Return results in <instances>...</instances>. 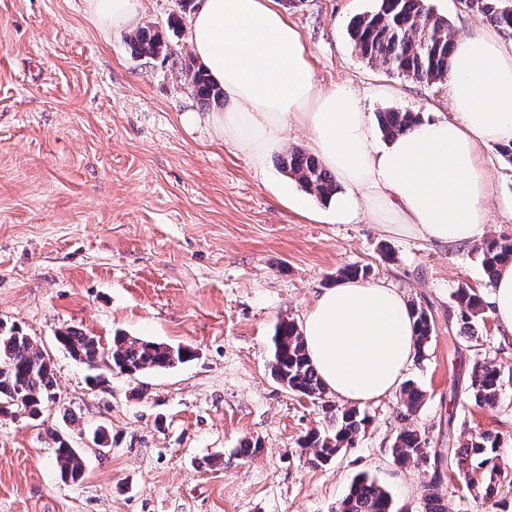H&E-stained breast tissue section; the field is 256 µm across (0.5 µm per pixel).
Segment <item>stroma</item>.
Instances as JSON below:
<instances>
[{"instance_id":"1","label":"stroma","mask_w":512,"mask_h":512,"mask_svg":"<svg viewBox=\"0 0 512 512\" xmlns=\"http://www.w3.org/2000/svg\"><path fill=\"white\" fill-rule=\"evenodd\" d=\"M275 2L319 84L346 85L373 116L450 115L445 84L358 55L346 25L376 0ZM144 6L172 56L132 57L125 34L102 36L88 0H0V325L21 327L56 379L39 419L0 418V512H336L361 476L403 512H422L430 471L393 462L405 424L432 452L490 431L499 465L512 469V376L492 408L468 389L478 361L512 368V335L489 314L476 325L478 346L457 334L454 291L485 285L476 245L388 233L366 217L335 223L277 155L254 169L191 93L181 66L192 55L189 13L177 0ZM483 159L490 235L512 239V216L497 204L512 195V164L495 147ZM284 182L305 209L280 202L272 188ZM352 266L432 313L436 336L404 372L426 397L406 422L399 394L360 404L368 423L356 444L316 466L300 440L334 418L272 378L271 338ZM67 326L104 343L120 331L187 345L195 356L136 377L93 369L57 343ZM94 372L101 386L88 382ZM100 426L104 455L86 445ZM55 431L85 458L79 483L59 477ZM247 439L260 451L243 455Z\"/></svg>"}]
</instances>
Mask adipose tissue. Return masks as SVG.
Segmentation results:
<instances>
[{"label": "adipose tissue", "mask_w": 512, "mask_h": 512, "mask_svg": "<svg viewBox=\"0 0 512 512\" xmlns=\"http://www.w3.org/2000/svg\"><path fill=\"white\" fill-rule=\"evenodd\" d=\"M102 32L135 29L141 0H91ZM191 43L224 91L209 122L263 166L294 125L345 187L327 203L339 224L370 213L392 232L439 243H478L487 232L489 175L481 151L512 143V43L494 31L463 29L453 40L448 98L454 115L418 121L378 142L360 98L316 83L307 47L274 0H203ZM491 310L512 334V263L491 285ZM300 331L327 390L365 403L398 391L416 353L414 319L401 293L383 283L340 281L319 293Z\"/></svg>", "instance_id": "obj_1"}]
</instances>
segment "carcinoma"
Segmentation results:
<instances>
[{
	"mask_svg": "<svg viewBox=\"0 0 512 512\" xmlns=\"http://www.w3.org/2000/svg\"><path fill=\"white\" fill-rule=\"evenodd\" d=\"M475 18L501 30L512 32V0H462ZM347 33L361 58L413 81L436 84L448 77L452 40L448 22L426 6V0H377L376 7L353 17ZM137 57H156L169 51L153 26L146 25L126 38ZM193 95L208 105L224 99V92L206 73L204 66L191 59L185 64ZM419 115L414 112L379 113L382 133L387 136L406 132ZM281 169L307 192L327 201L338 192L335 178L320 161L302 150H292L280 158ZM486 285H491L498 267L512 261V242L490 239L479 246ZM454 300L459 310V335L473 338V323L484 318L486 301L480 290L467 283L458 286ZM411 313L416 323L417 358L426 357V349L435 331L431 313L415 305ZM56 340L70 355L90 366L107 359L112 368L128 375L146 370L170 369L192 359L193 351L116 333L105 348L94 337L73 327L59 330ZM271 375L289 391L325 401L326 388L310 363L298 325L292 319L281 321L273 336ZM503 386L502 366L493 362H477L471 372L470 390L476 403L492 407ZM425 393L409 380L401 389V419L413 416ZM55 401V379L51 363L22 329L13 326L0 334V416L26 414L38 417L49 403ZM368 416L357 408H342L336 413V429L332 432L312 431L303 439V447L313 448L311 462H330L341 449L355 444ZM54 463L63 481L80 482L86 463L70 440L55 439ZM428 441L409 426L401 428L392 446L394 461L401 466H433L431 480L423 494L422 512H448V501L438 493V474L442 455L430 456ZM500 439L485 431H477L458 444L448 441V470L464 482L461 489L475 494L491 512H500L503 502L495 499L500 483L512 479L508 471L495 463ZM336 512H401L390 491L362 477L353 482L349 492L336 506Z\"/></svg>",
	"mask_w": 512,
	"mask_h": 512,
	"instance_id": "1",
	"label": "carcinoma"
}]
</instances>
